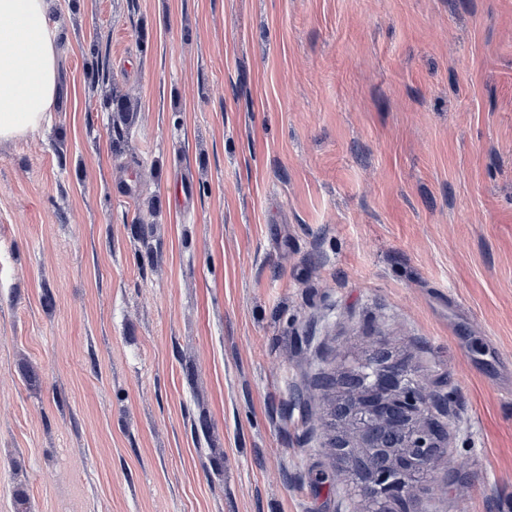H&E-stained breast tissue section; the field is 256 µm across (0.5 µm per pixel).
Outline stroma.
Instances as JSON below:
<instances>
[{"instance_id": "35a3bbf8", "label": "stroma", "mask_w": 512, "mask_h": 512, "mask_svg": "<svg viewBox=\"0 0 512 512\" xmlns=\"http://www.w3.org/2000/svg\"><path fill=\"white\" fill-rule=\"evenodd\" d=\"M49 22L52 122L0 143V512H370L316 380L375 344L453 397L415 512H512V0Z\"/></svg>"}]
</instances>
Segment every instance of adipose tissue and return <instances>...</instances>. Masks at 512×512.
<instances>
[{
	"label": "adipose tissue",
	"instance_id": "obj_1",
	"mask_svg": "<svg viewBox=\"0 0 512 512\" xmlns=\"http://www.w3.org/2000/svg\"><path fill=\"white\" fill-rule=\"evenodd\" d=\"M52 0H0V143L38 129L58 95Z\"/></svg>",
	"mask_w": 512,
	"mask_h": 512
}]
</instances>
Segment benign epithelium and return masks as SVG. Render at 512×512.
I'll return each instance as SVG.
<instances>
[{
    "label": "benign epithelium",
    "instance_id": "7a95c632",
    "mask_svg": "<svg viewBox=\"0 0 512 512\" xmlns=\"http://www.w3.org/2000/svg\"><path fill=\"white\" fill-rule=\"evenodd\" d=\"M379 391L368 401V423L357 437L363 455L356 465L371 472L374 512H392L397 502H411L436 495L440 488L421 483L437 460L444 433L434 427L432 409L440 393L423 383H408L397 371L374 370ZM404 444L403 456L394 462L377 461L374 455Z\"/></svg>",
    "mask_w": 512,
    "mask_h": 512
}]
</instances>
